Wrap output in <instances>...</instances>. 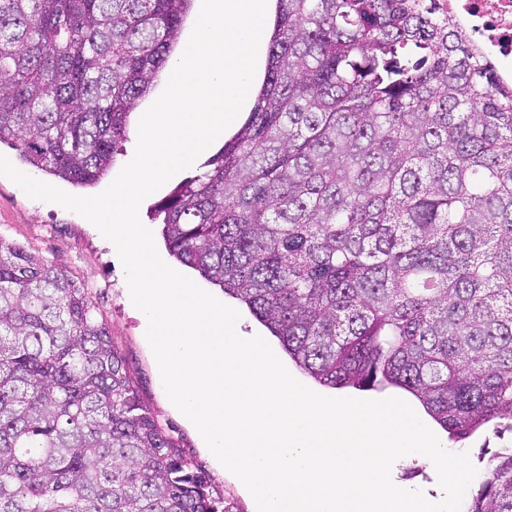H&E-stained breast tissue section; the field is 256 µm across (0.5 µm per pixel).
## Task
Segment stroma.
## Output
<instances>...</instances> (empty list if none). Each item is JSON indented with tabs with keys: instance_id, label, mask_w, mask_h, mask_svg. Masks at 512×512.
I'll list each match as a JSON object with an SVG mask.
<instances>
[{
	"instance_id": "stroma-1",
	"label": "stroma",
	"mask_w": 512,
	"mask_h": 512,
	"mask_svg": "<svg viewBox=\"0 0 512 512\" xmlns=\"http://www.w3.org/2000/svg\"><path fill=\"white\" fill-rule=\"evenodd\" d=\"M140 112H133L129 119L126 140L117 146L110 174L97 185L80 187L52 178L40 171H33L35 179L76 196H93L104 191L112 178L133 158L137 143ZM197 167L185 169L172 177L159 190L149 195L140 205L142 223L150 225L154 242L161 258L173 269L196 281L197 285L215 297L224 298L226 305L237 308L238 325L243 335L264 337L275 352L283 347L268 330L261 325L238 300L225 297L224 292L201 278L198 271L181 265L167 250L161 235L160 224L154 223L155 206L182 182L197 174ZM0 238L24 244L49 261L67 269L74 279L90 293L97 308V316L108 325L115 346L123 354L143 402L156 419L183 448L195 466L206 474L225 501L230 512H254V503L236 480L226 472L219 471L210 456L201 446L197 433L170 407L158 381L152 353L143 339L140 320L128 308L124 295L126 275L119 258L110 245L94 230L92 224L81 215L66 210L60 205L30 198L9 178L0 176ZM437 437L451 450L468 452L477 471H484L487 452L512 443V433L495 435L487 429L458 441L444 430H437ZM392 475L399 483L422 490L438 497L443 490L434 467L428 462L413 458L394 463Z\"/></svg>"
}]
</instances>
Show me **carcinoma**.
<instances>
[{"label": "carcinoma", "instance_id": "cac0c4a2", "mask_svg": "<svg viewBox=\"0 0 512 512\" xmlns=\"http://www.w3.org/2000/svg\"><path fill=\"white\" fill-rule=\"evenodd\" d=\"M193 0H0V144L82 187ZM154 219L335 389L512 428V86L437 0H276L242 128ZM68 271L0 238V512H218ZM464 512H512V448Z\"/></svg>", "mask_w": 512, "mask_h": 512}]
</instances>
